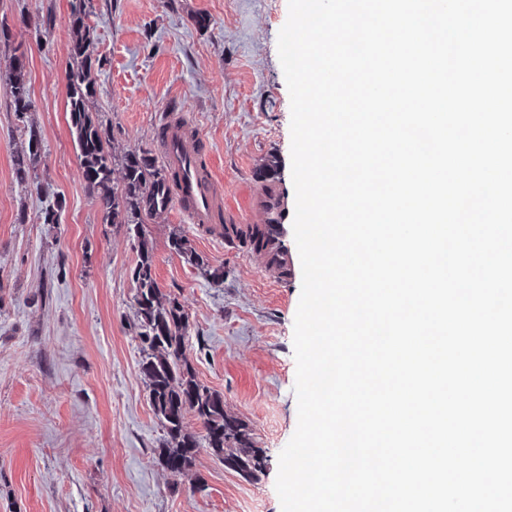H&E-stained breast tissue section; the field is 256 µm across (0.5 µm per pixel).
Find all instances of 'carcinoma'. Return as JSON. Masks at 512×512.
<instances>
[{
	"instance_id": "carcinoma-1",
	"label": "carcinoma",
	"mask_w": 512,
	"mask_h": 512,
	"mask_svg": "<svg viewBox=\"0 0 512 512\" xmlns=\"http://www.w3.org/2000/svg\"><path fill=\"white\" fill-rule=\"evenodd\" d=\"M89 5L90 0H79L71 11L70 125L83 179L103 211L105 223L126 226L129 235L138 242L139 259L133 269V281L137 289L139 336L147 348L141 373L147 379L153 408L166 431L159 460L166 469L183 472L192 467L197 452L205 447L223 462L236 465L239 472L254 478L265 464L262 452L256 448L246 425L224 409V396L197 381L186 357L188 315L177 299L164 297L157 288L152 247L143 224L170 208V177L150 151L135 150L121 158V183L112 178L116 158L110 147L111 132L89 107L97 93L95 68L103 64L94 54L93 34L86 23ZM9 68L11 105L22 122L33 107L25 52L13 55ZM27 135V149L14 159L15 179L20 185L29 182L41 160L40 135L33 128L27 130ZM169 244L191 263L207 268L212 282L222 281L223 268H209L208 261L195 252L184 235L171 232ZM188 411L203 424L205 434L200 438L184 427Z\"/></svg>"
}]
</instances>
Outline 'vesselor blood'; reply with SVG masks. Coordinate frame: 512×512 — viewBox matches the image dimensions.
I'll return each mask as SVG.
<instances>
[{
    "instance_id": "obj_1",
    "label": "vessel or blood",
    "mask_w": 512,
    "mask_h": 512,
    "mask_svg": "<svg viewBox=\"0 0 512 512\" xmlns=\"http://www.w3.org/2000/svg\"><path fill=\"white\" fill-rule=\"evenodd\" d=\"M193 132L184 115H170L163 142L165 164L177 175L170 194L191 223L211 224L221 216L223 191L214 174L203 166L200 155L188 149L187 139ZM259 230L266 261L289 265L287 225L263 224Z\"/></svg>"
}]
</instances>
